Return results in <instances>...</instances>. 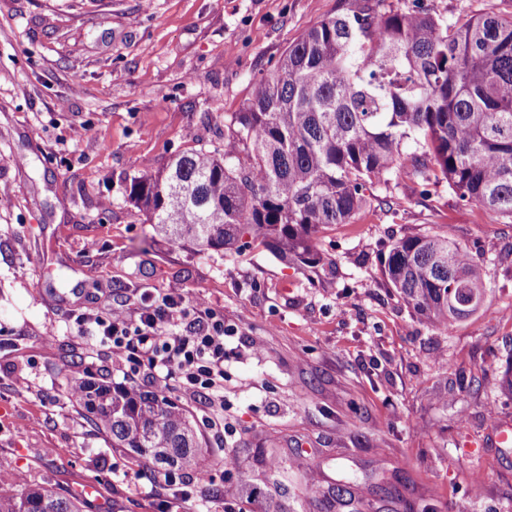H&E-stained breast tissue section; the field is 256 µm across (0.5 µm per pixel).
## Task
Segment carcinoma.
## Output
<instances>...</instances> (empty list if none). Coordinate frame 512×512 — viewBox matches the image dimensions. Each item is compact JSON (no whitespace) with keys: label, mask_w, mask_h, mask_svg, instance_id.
<instances>
[{"label":"carcinoma","mask_w":512,"mask_h":512,"mask_svg":"<svg viewBox=\"0 0 512 512\" xmlns=\"http://www.w3.org/2000/svg\"><path fill=\"white\" fill-rule=\"evenodd\" d=\"M346 0L289 44L224 124V148H191L140 169L128 197L154 235L199 252L261 247L300 269L324 262L321 233L349 224L376 181L408 178L512 220V15L453 21L413 0ZM387 284L448 328L486 307L474 256L448 234L397 240ZM95 429L146 465L197 470L194 422L162 391L69 382ZM0 481V512H82L49 486L19 496Z\"/></svg>","instance_id":"carcinoma-1"}]
</instances>
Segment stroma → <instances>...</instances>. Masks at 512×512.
Returning <instances> with one entry per match:
<instances>
[{
	"label": "stroma",
	"mask_w": 512,
	"mask_h": 512,
	"mask_svg": "<svg viewBox=\"0 0 512 512\" xmlns=\"http://www.w3.org/2000/svg\"><path fill=\"white\" fill-rule=\"evenodd\" d=\"M447 20L512 0H425ZM343 0H0V458L84 512H162L176 488L98 433L68 380L131 376L82 316L139 311L171 288L224 317L223 404L169 379L213 467L180 512H512V220L376 183L353 223L321 234L306 272L252 247L151 240L128 197L143 165L224 144V122L301 33ZM449 236L482 268L487 312L442 329L389 288L390 246ZM93 250H86L87 242ZM97 278H87L88 268ZM277 449L280 469L268 462ZM235 466L225 470V458Z\"/></svg>",
	"instance_id": "1"
}]
</instances>
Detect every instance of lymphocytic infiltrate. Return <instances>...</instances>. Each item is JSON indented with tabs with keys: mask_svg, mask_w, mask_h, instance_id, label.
<instances>
[{
	"mask_svg": "<svg viewBox=\"0 0 512 512\" xmlns=\"http://www.w3.org/2000/svg\"><path fill=\"white\" fill-rule=\"evenodd\" d=\"M96 335L111 345L114 361L147 370L159 384L179 376L194 390H209L224 375V319L170 291L138 316L115 309L94 320Z\"/></svg>",
	"mask_w": 512,
	"mask_h": 512,
	"instance_id": "obj_1",
	"label": "lymphocytic infiltrate"
}]
</instances>
